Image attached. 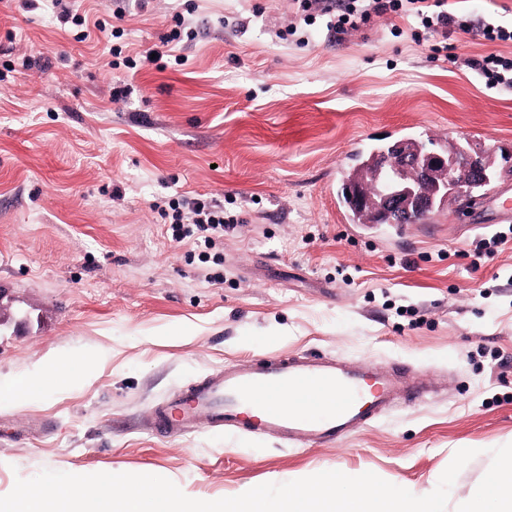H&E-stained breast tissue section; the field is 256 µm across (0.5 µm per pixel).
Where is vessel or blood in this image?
Instances as JSON below:
<instances>
[{
	"label": "vessel or blood",
	"instance_id": "vessel-or-blood-1",
	"mask_svg": "<svg viewBox=\"0 0 512 512\" xmlns=\"http://www.w3.org/2000/svg\"><path fill=\"white\" fill-rule=\"evenodd\" d=\"M403 392L401 376L322 355L227 366L153 408L164 437L202 427L270 434L294 447L330 444L377 420Z\"/></svg>",
	"mask_w": 512,
	"mask_h": 512
}]
</instances>
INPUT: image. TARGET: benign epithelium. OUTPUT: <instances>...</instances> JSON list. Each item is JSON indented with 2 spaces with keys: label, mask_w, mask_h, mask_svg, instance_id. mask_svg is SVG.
<instances>
[{
  "label": "benign epithelium",
  "mask_w": 512,
  "mask_h": 512,
  "mask_svg": "<svg viewBox=\"0 0 512 512\" xmlns=\"http://www.w3.org/2000/svg\"><path fill=\"white\" fill-rule=\"evenodd\" d=\"M394 149L397 158L391 186L371 193L359 185L354 187V199L376 218L416 220L433 185L452 187L448 197L463 202L469 198L466 187L484 177L488 165L483 153L468 152L461 158L451 154L445 158L437 153L416 154L399 144Z\"/></svg>",
  "instance_id": "obj_1"
}]
</instances>
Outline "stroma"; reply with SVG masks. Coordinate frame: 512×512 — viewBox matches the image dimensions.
I'll list each match as a JSON object with an SVG mask.
<instances>
[{"mask_svg": "<svg viewBox=\"0 0 512 512\" xmlns=\"http://www.w3.org/2000/svg\"><path fill=\"white\" fill-rule=\"evenodd\" d=\"M71 6L86 40L49 0H0V380L79 356L93 371L0 399V492L49 469L164 475L221 499L337 470L428 494L471 448L449 499L471 498L512 448V249L474 246L512 228L493 205L512 177L482 191L469 229L448 205L358 224L340 191L353 150L408 135L512 158V85L487 89L467 65L512 45L475 31L417 44L402 19L284 40L290 0ZM180 19L197 33L185 65L112 68V45L139 54ZM180 194L233 199L220 263L167 235L159 207ZM308 353L401 364L428 393L330 446L146 423L212 370Z\"/></svg>", "mask_w": 512, "mask_h": 512, "instance_id": "stroma-1", "label": "stroma"}]
</instances>
